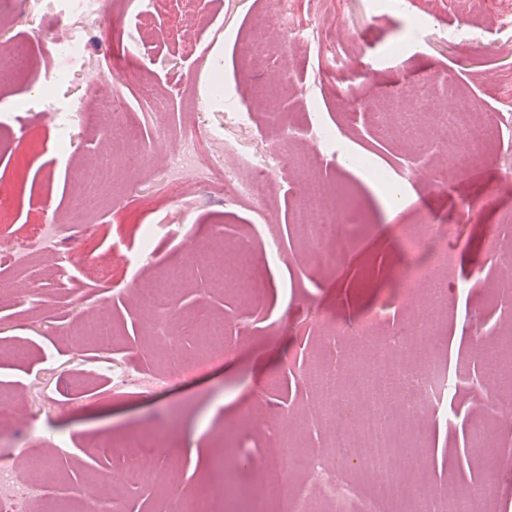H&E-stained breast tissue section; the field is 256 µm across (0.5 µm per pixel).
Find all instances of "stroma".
<instances>
[{"mask_svg": "<svg viewBox=\"0 0 512 512\" xmlns=\"http://www.w3.org/2000/svg\"><path fill=\"white\" fill-rule=\"evenodd\" d=\"M0 0V62L16 80L0 82V285L19 299L0 308V402L21 413L4 441L19 470L22 449L48 447L41 468L44 506L26 512H88L73 490L97 486L101 473L117 480L120 512H199L221 500L224 512H249L262 468L277 449L315 461L329 457L333 428L312 417L315 392L309 363L338 364L359 345L368 316L372 337L385 339L409 319L398 286L407 256L404 233L428 224L453 257L446 278L448 312L432 318L430 351L439 369L459 372L448 414L430 415L419 432L416 469L398 460L397 475L415 493L445 500L487 486L478 512H512V426L482 413L488 377L471 338L495 332L512 349V278L491 242L512 244V195L490 189L512 179V148L483 145L448 168L426 131L420 144L375 134L369 111H386L388 89L424 75L432 109L468 98L477 115L512 106V24L501 21L504 0H292L293 21L312 40L291 54L249 58L242 50L279 0H166L152 27L142 24V0ZM81 41V53L54 45L58 25ZM195 26L187 43L186 26ZM344 36L343 63L362 71L347 87L315 59L324 40ZM101 72L142 134L144 163L122 157L124 139H103L67 113L74 100L100 109L86 91L88 73ZM351 107L338 108L341 96ZM322 128L329 141L315 140ZM195 129L186 155L196 169L183 182L166 145ZM232 144L240 158L234 180L252 176L245 156L273 157L279 169L262 202L225 194L202 171L206 157ZM361 162L342 166V155ZM111 164L112 183L82 202L74 181L87 167ZM413 172L410 204L389 216L371 172ZM446 181L431 195L428 179ZM324 182L339 215L327 239L293 222L300 186ZM53 227V245L70 256L63 281L39 236ZM222 235L224 252L248 254L261 297L248 301L215 285L206 256L189 260L184 241ZM282 244L273 258L268 242ZM153 253L143 264L141 247ZM118 261L97 292L87 283L91 259ZM183 274L174 337L153 336L156 315L142 291L168 272ZM224 320V356L204 362L199 309ZM95 310L109 339L84 330ZM153 377L179 373L170 385L123 391L112 387L113 362ZM158 445L149 478L125 479L130 438Z\"/></svg>", "mask_w": 512, "mask_h": 512, "instance_id": "obj_1", "label": "stroma"}]
</instances>
